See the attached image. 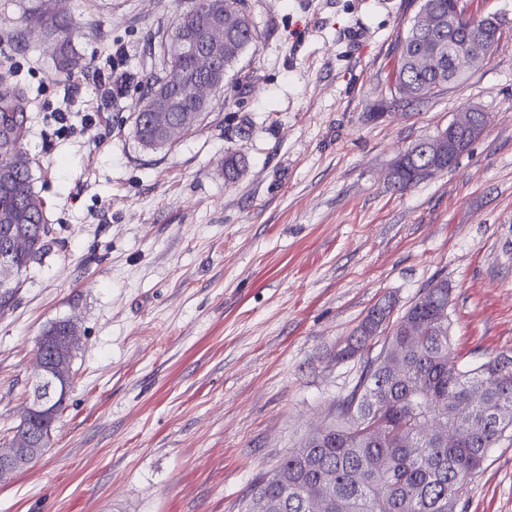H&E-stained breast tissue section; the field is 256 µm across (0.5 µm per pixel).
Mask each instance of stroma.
<instances>
[{"instance_id":"35a3bbf8","label":"stroma","mask_w":512,"mask_h":512,"mask_svg":"<svg viewBox=\"0 0 512 512\" xmlns=\"http://www.w3.org/2000/svg\"><path fill=\"white\" fill-rule=\"evenodd\" d=\"M42 1L112 76L99 125L85 117L102 88L58 75L53 40L22 32ZM421 2L246 0L255 46L200 126L152 151L131 134L141 79L194 0H0V73L23 87L35 188L62 240L0 311L1 430L31 394L42 330L69 318L81 336L50 446L0 481V512H244L256 475L355 386L363 361L336 362V344L389 294L404 308L447 280L459 362L512 351V0H463L506 25L462 84L369 119ZM466 105L484 135L393 191L398 152ZM233 152L246 167L228 182ZM459 508L512 512V437Z\"/></svg>"}]
</instances>
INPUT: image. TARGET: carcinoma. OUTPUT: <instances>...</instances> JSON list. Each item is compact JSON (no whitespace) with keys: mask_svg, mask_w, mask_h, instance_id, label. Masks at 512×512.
<instances>
[{"mask_svg":"<svg viewBox=\"0 0 512 512\" xmlns=\"http://www.w3.org/2000/svg\"><path fill=\"white\" fill-rule=\"evenodd\" d=\"M226 12L228 45L224 63L204 71L200 58L208 19ZM242 0H195L162 44L164 66L143 82L142 105L135 113L133 136L147 149L171 146L152 119L161 98L168 99L172 123L187 112L196 123L212 105L196 87L224 81L254 44L255 30ZM75 27L65 19L51 21L48 31L58 51V69L69 76L79 65L71 54ZM462 30L444 26L418 33L410 26L400 40L390 85V104L405 107L431 96L432 87L448 80V43ZM423 51L438 56L434 70H416L409 58ZM22 89L9 74H0V127L13 133L0 139V169L10 171L0 183V255H8L15 275L22 276L59 244L45 222L44 204L35 190L26 136ZM448 171V157L438 158L427 140L406 149L390 173L403 191L428 178L425 169ZM450 292L440 280L422 289L403 312L386 299L363 316L352 335L336 348V361L357 357L369 344L378 353L365 361L352 391L337 405L331 421L306 435L269 471L259 474L246 501V512H457L471 478L505 434L512 433V353L489 356L479 364H459L450 351ZM80 336L75 324L59 320L37 341L33 393L46 398L48 414L27 404L19 423L4 430L9 442L24 436L40 440L45 421H57L72 387L71 362ZM468 431L458 441L455 433Z\"/></svg>","mask_w":512,"mask_h":512,"instance_id":"cac0c4a2","label":"carcinoma"}]
</instances>
